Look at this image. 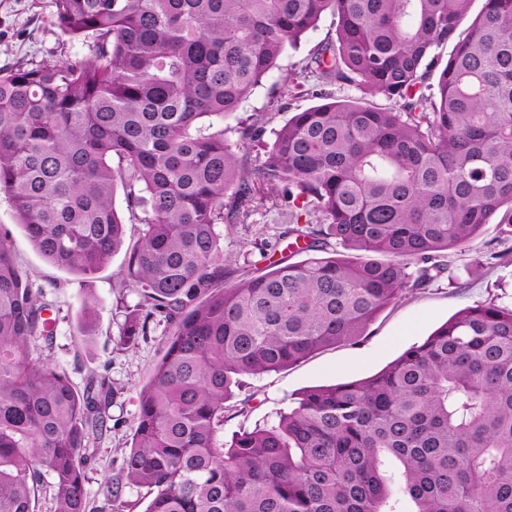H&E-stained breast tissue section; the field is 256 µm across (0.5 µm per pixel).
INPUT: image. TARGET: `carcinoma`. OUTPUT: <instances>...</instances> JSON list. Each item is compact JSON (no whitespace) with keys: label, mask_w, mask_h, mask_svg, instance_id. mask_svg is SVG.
Returning <instances> with one entry per match:
<instances>
[{"label":"carcinoma","mask_w":512,"mask_h":512,"mask_svg":"<svg viewBox=\"0 0 512 512\" xmlns=\"http://www.w3.org/2000/svg\"><path fill=\"white\" fill-rule=\"evenodd\" d=\"M472 3L54 0L56 26L92 54L0 68V193L32 246L90 276L124 241L116 190L145 213L122 341L153 321L168 337L109 496L146 488L144 512H401L402 493L413 512H512V306L494 300L224 439L238 377L358 340L445 273L441 253L495 216L512 224V0H483L460 33ZM328 11L336 40L305 66L325 103L248 165L268 119L235 146L221 122ZM337 83L390 105L329 102ZM276 197L296 211L278 238L306 257L231 266L219 225ZM49 307L0 231V512H35L47 477L53 512H86L89 435L109 419L106 378L81 390L32 355L54 344Z\"/></svg>","instance_id":"1"}]
</instances>
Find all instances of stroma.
Returning a JSON list of instances; mask_svg holds the SVG:
<instances>
[{"label": "stroma", "instance_id": "stroma-1", "mask_svg": "<svg viewBox=\"0 0 512 512\" xmlns=\"http://www.w3.org/2000/svg\"><path fill=\"white\" fill-rule=\"evenodd\" d=\"M54 12L53 0H0V67L49 57L64 60L89 55V40L62 35ZM335 28L334 16L325 14L297 46L283 52L261 85L233 116L225 119V141L237 143L236 127L250 115L268 114V127L275 130L295 113L316 105L312 94L295 93L294 87L303 82L311 54L334 38ZM291 222L287 204L266 202L243 223L221 225L224 254L234 263L261 267L280 259L286 245L277 236ZM1 228L8 230L14 255L31 281L42 287L45 301L52 306L55 343L52 348L39 349V356L65 371L77 387H84L96 376L108 378L112 385L110 427L89 436L92 458L85 471L89 512H144L149 502L145 489L124 488L116 503L110 499L107 485L121 471L138 412L139 390L162 355L167 338L165 324H151L148 335L135 345L121 344L125 311L140 301L139 294L124 281L125 251H117L103 269L85 278L43 258L18 224L11 201L3 196ZM491 250H512L511 225L487 224L467 245L445 252L447 274L408 291L384 308L359 342L324 348L286 369L244 378L242 387L226 402L225 436H232L240 427L276 419L305 389L373 375L462 308L492 299L511 304L512 265H495L478 276L472 272L475 259ZM90 298L98 300L99 306L93 334L86 337L79 322L83 304Z\"/></svg>", "mask_w": 512, "mask_h": 512}]
</instances>
